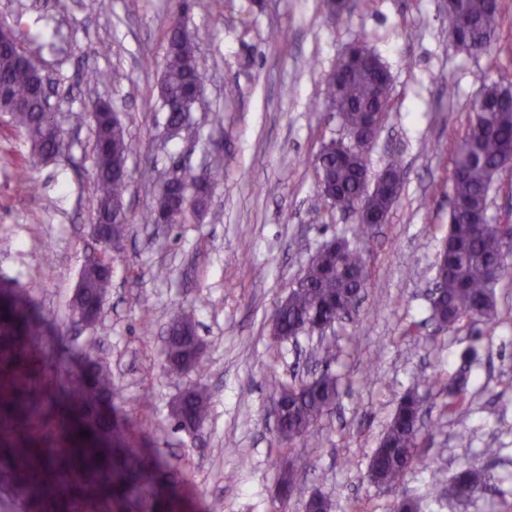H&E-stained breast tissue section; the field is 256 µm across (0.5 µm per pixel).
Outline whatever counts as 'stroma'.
Listing matches in <instances>:
<instances>
[{
  "instance_id": "35a3bbf8",
  "label": "stroma",
  "mask_w": 512,
  "mask_h": 512,
  "mask_svg": "<svg viewBox=\"0 0 512 512\" xmlns=\"http://www.w3.org/2000/svg\"><path fill=\"white\" fill-rule=\"evenodd\" d=\"M0 0V19L52 82L51 103L64 147L34 156L9 115L0 113V280L33 293L48 333L74 336L107 354L118 388L114 405L132 422L131 439L171 466L159 483L178 488L188 512H280L271 406L274 380L303 377L316 339L277 344L270 319L318 248L351 237L354 216L320 201L311 165L343 130L321 89L345 48L362 40L391 74V110L367 155L370 172L399 158L406 178L387 223L356 240L369 277L356 322H337L331 369L335 406L295 451L310 466L292 495L328 500L330 512H391L397 495L419 498L423 512H512V275L496 290L491 339L481 322L450 332L425 327L427 290L448 231L451 152L464 138L472 104L491 82L512 85V0H501L488 53L471 56L448 38L447 0H359L343 22H329L321 0ZM184 20L206 75L190 126L170 135L160 100L169 30ZM99 80L86 85L83 74ZM114 106L132 142L125 203L134 223L112 261V289L96 327L66 317L77 273L99 247L89 234L94 204L92 124L71 115L91 100ZM222 171L198 213L179 224H142L173 164ZM26 168L35 186L16 180ZM152 168L154 181L142 179ZM190 311L206 350L201 367L172 379L161 355L173 308ZM467 373L468 404L444 413L445 381ZM210 394L199 431L175 429L170 406L188 386ZM410 390L427 400L428 465L398 492L363 480L370 456ZM495 456H486V449ZM501 480L492 496L449 506L430 481L465 461Z\"/></svg>"
}]
</instances>
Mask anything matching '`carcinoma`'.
Masks as SVG:
<instances>
[{
  "instance_id": "1",
  "label": "carcinoma",
  "mask_w": 512,
  "mask_h": 512,
  "mask_svg": "<svg viewBox=\"0 0 512 512\" xmlns=\"http://www.w3.org/2000/svg\"><path fill=\"white\" fill-rule=\"evenodd\" d=\"M455 12L468 25L455 32L451 41L467 55L485 53L497 31L499 0H455ZM16 41L11 26L0 23V82L9 94L0 112L11 115L41 159L53 158L59 143L51 132L50 103L44 98L36 70L15 55L9 45ZM385 64L378 57L362 58L342 84L328 78L323 96L331 102L342 128L364 124L367 113L390 101V84L383 79ZM204 82L194 34L181 22L168 35L160 85L167 122L181 125L191 111L190 88ZM469 133L454 147L451 187L448 194V233L436 268L439 292L429 305V319L450 331L463 319L493 323L495 293L500 281L512 274V250L508 238L512 224L483 222L486 199L498 173L512 165V89L492 82L484 86ZM90 120L95 131L94 219L105 230L101 241L104 261L86 264L79 273L75 293L68 304L71 322L97 326L112 286L110 260L120 251L129 218L123 207L127 191L125 169L132 144L124 126L112 119L109 104L91 105L74 115V121ZM317 193L321 200L332 197L336 208L353 205L367 182V163L353 154L336 157L334 141L324 144L314 163ZM390 183L401 192L404 171L399 161L385 166ZM203 204L208 187L187 180L166 187L153 209L140 216L142 224L158 223L159 209H174L185 195ZM367 281L365 258L343 238L331 240L306 266L291 288L288 302L276 308L284 342L305 335L319 326L331 327L341 313L355 309ZM168 343L163 347L167 373L179 375L201 365L204 349L194 347L195 324L183 309L173 312ZM44 323L34 312L30 291L0 286V474L9 475L24 493L32 512H123L129 501L139 503L140 512H180L179 497L156 487L152 469L164 462L141 457V449L128 445L126 432L114 421L115 387L107 361L93 349L76 352L77 363L66 373L50 370L37 351ZM286 404L276 443L282 449L310 434L312 426L331 408L339 393V377L326 369L313 379L274 382ZM93 389L97 397L87 398ZM466 377L448 380V402L443 411L459 412L466 398ZM426 413L425 401L407 393L394 412L380 444L374 449L364 475L379 489L400 487L410 470L424 463V436L417 428ZM209 414L208 394L192 387L170 407L174 426L182 430L202 424ZM309 467L307 459L288 454L279 466V476L296 486ZM436 485L448 484V499L459 502L456 487L469 498L493 492L497 477L476 462L461 464L451 480L441 469L432 473Z\"/></svg>"
}]
</instances>
